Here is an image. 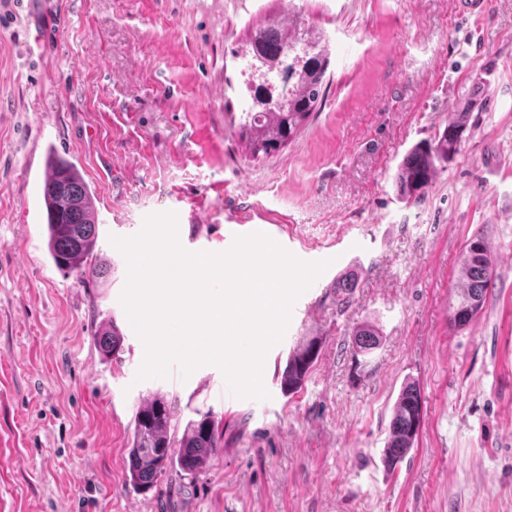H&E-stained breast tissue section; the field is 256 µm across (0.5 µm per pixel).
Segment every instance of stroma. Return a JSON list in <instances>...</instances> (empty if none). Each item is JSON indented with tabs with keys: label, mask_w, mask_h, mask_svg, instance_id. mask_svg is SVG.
I'll return each instance as SVG.
<instances>
[{
	"label": "stroma",
	"mask_w": 512,
	"mask_h": 512,
	"mask_svg": "<svg viewBox=\"0 0 512 512\" xmlns=\"http://www.w3.org/2000/svg\"><path fill=\"white\" fill-rule=\"evenodd\" d=\"M295 5L330 42L321 108L276 154L237 135L251 100L233 55ZM457 0H0V512H512V0L479 18ZM50 32L42 56L27 46ZM469 106V130L423 197H397L407 151ZM93 195L97 254L83 282L53 263L48 150ZM175 213L181 247L222 253L228 224H282L290 251L326 269L267 352L264 399H224L223 371L137 380L142 340L120 298L111 236ZM498 277L480 315L449 325L473 235ZM351 273L346 308L336 278ZM113 321L124 342L93 341ZM369 323L368 362L352 347ZM318 338L305 387L284 396L290 351ZM416 381L422 425L395 471L392 407ZM161 393L182 419L212 410L223 449L196 478L125 481L133 417ZM124 337L113 321L100 325L94 336V341L100 354L106 358L118 353L123 346ZM380 339L374 326L362 324L353 334V347L357 354L367 355L379 345Z\"/></svg>",
	"instance_id": "1"
}]
</instances>
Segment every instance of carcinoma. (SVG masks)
Masks as SVG:
<instances>
[{
    "label": "carcinoma",
    "mask_w": 512,
    "mask_h": 512,
    "mask_svg": "<svg viewBox=\"0 0 512 512\" xmlns=\"http://www.w3.org/2000/svg\"><path fill=\"white\" fill-rule=\"evenodd\" d=\"M302 21L295 12H281L258 28L248 46L252 58L275 60L293 58L306 48L301 69L290 73L291 95L281 106L269 99L261 101L262 110L241 113L239 137L247 142L252 155L269 156L288 144L305 125L310 115L321 107L329 81L330 63L324 36L312 29L299 32ZM467 130V113L455 118L434 135L415 144L404 156L395 173L399 197L417 201L435 179L438 165L458 152ZM43 200L47 217V248L55 266L74 273L83 281L96 280L107 273L106 261L95 255L97 219L91 191L78 167L53 151L48 152ZM497 277L496 269L481 236L466 241L457 281L455 303L451 306L450 324L460 329L481 311L489 286ZM355 278L346 274L336 280V303L350 302ZM124 336L113 321L100 325L94 341L106 358L120 351ZM380 339L374 326L362 324L353 334V347L361 355L371 353ZM320 343L309 339L288 355L280 379L285 396L299 393L318 358ZM198 418L186 422L182 435H177L180 414L175 403L162 394L143 402L133 418V437L128 450L126 477L134 487L146 491L154 488L158 478L169 470L182 476L198 477L206 471L222 448V436L212 412L196 411ZM422 421L421 394L416 383L404 384L393 407L384 462L394 469L414 448Z\"/></svg>",
    "instance_id": "carcinoma-1"
}]
</instances>
